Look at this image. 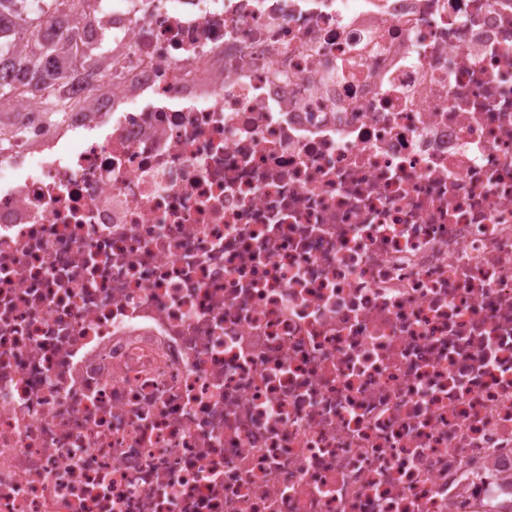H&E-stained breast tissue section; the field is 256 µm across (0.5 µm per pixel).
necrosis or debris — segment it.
<instances>
[{
	"label": "necrosis or debris",
	"instance_id": "4bbe7bcc",
	"mask_svg": "<svg viewBox=\"0 0 512 512\" xmlns=\"http://www.w3.org/2000/svg\"><path fill=\"white\" fill-rule=\"evenodd\" d=\"M0 152V512H497L512 0H98Z\"/></svg>",
	"mask_w": 512,
	"mask_h": 512
}]
</instances>
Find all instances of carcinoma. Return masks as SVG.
Instances as JSON below:
<instances>
[{"instance_id": "1", "label": "carcinoma", "mask_w": 512, "mask_h": 512, "mask_svg": "<svg viewBox=\"0 0 512 512\" xmlns=\"http://www.w3.org/2000/svg\"><path fill=\"white\" fill-rule=\"evenodd\" d=\"M41 13L28 12L25 0H0V150L10 143L7 108L16 100L18 89L9 80V70L19 63L41 66L54 75L44 88L47 98L55 106L64 105L61 95L63 72L72 67H100L99 49L80 50L82 44L78 28L65 31L57 28V18L69 15L81 6L83 0H41ZM15 132V131H13ZM20 135V132H15Z\"/></svg>"}]
</instances>
